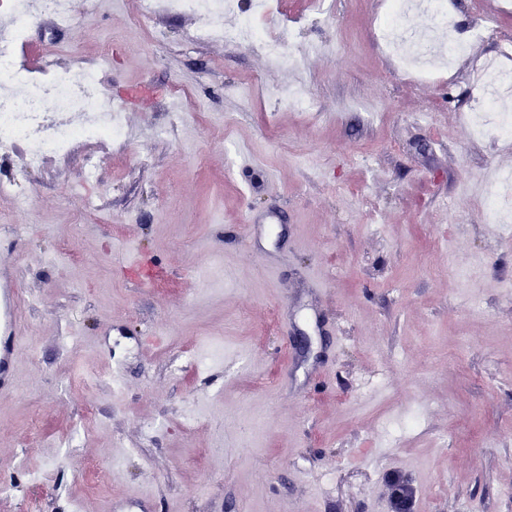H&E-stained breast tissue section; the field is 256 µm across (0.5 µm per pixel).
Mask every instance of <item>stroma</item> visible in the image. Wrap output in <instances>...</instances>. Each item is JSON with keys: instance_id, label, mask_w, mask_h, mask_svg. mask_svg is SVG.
Returning <instances> with one entry per match:
<instances>
[{"instance_id": "1", "label": "stroma", "mask_w": 512, "mask_h": 512, "mask_svg": "<svg viewBox=\"0 0 512 512\" xmlns=\"http://www.w3.org/2000/svg\"><path fill=\"white\" fill-rule=\"evenodd\" d=\"M463 2L486 34L430 75L377 37L379 0H269L298 69L124 0L29 24L20 60L94 67L128 136L0 156L22 192L0 194V262L23 272L0 512H392L396 475L414 512H512V225L463 192L512 156L466 119L512 8Z\"/></svg>"}]
</instances>
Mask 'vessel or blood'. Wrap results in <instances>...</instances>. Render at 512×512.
Here are the masks:
<instances>
[{
    "mask_svg": "<svg viewBox=\"0 0 512 512\" xmlns=\"http://www.w3.org/2000/svg\"><path fill=\"white\" fill-rule=\"evenodd\" d=\"M19 270L0 264V396L13 392L12 369L19 350Z\"/></svg>",
    "mask_w": 512,
    "mask_h": 512,
    "instance_id": "b4317fda",
    "label": "vessel or blood"
}]
</instances>
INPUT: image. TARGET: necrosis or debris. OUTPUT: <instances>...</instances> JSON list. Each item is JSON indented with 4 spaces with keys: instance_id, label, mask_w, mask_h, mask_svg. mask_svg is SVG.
<instances>
[{
    "instance_id": "1",
    "label": "necrosis or debris",
    "mask_w": 512,
    "mask_h": 512,
    "mask_svg": "<svg viewBox=\"0 0 512 512\" xmlns=\"http://www.w3.org/2000/svg\"><path fill=\"white\" fill-rule=\"evenodd\" d=\"M421 7L430 13L433 25L448 27L443 0H392V12L382 27L387 45L409 64H432L427 49L428 36L409 40L397 33L403 18ZM266 0H254V12L239 15L236 23L224 22L227 13L236 12L235 0H142V19L151 18L158 9L190 13L197 17L195 38L227 43H261L275 60L298 62V54L289 50L290 33L266 38L256 23L265 12ZM69 18V0H0V152L18 155L20 169L41 167L50 155L67 153L74 142L95 145L123 138L124 130L117 110L105 107L94 69L76 63L63 73L43 79L34 78L16 61L15 52L26 42V29L41 15ZM54 114H46V105Z\"/></svg>"
}]
</instances>
